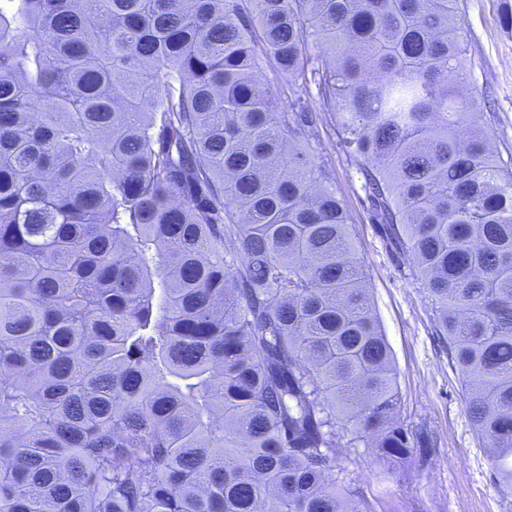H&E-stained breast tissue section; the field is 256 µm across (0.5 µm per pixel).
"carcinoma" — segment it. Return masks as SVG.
I'll return each mask as SVG.
<instances>
[{"instance_id":"cac0c4a2","label":"carcinoma","mask_w":512,"mask_h":512,"mask_svg":"<svg viewBox=\"0 0 512 512\" xmlns=\"http://www.w3.org/2000/svg\"><path fill=\"white\" fill-rule=\"evenodd\" d=\"M461 17L0 0V512H376L340 429L393 467L431 451L314 96L512 490V164L463 93Z\"/></svg>"}]
</instances>
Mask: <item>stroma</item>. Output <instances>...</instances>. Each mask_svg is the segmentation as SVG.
I'll return each instance as SVG.
<instances>
[{"label":"stroma","instance_id":"1","mask_svg":"<svg viewBox=\"0 0 512 512\" xmlns=\"http://www.w3.org/2000/svg\"><path fill=\"white\" fill-rule=\"evenodd\" d=\"M510 11L512 0H465L468 92L485 103L481 122L491 148L507 160L512 158V28L503 25L502 15ZM313 120L319 150L351 212L372 309L393 353L401 417L435 441L431 454L396 470L366 442L345 441L349 481L375 501L378 512H512V492L500 489L496 462L466 416L461 378L437 340L410 262L374 224L362 180L332 147L328 124L318 113Z\"/></svg>","mask_w":512,"mask_h":512}]
</instances>
